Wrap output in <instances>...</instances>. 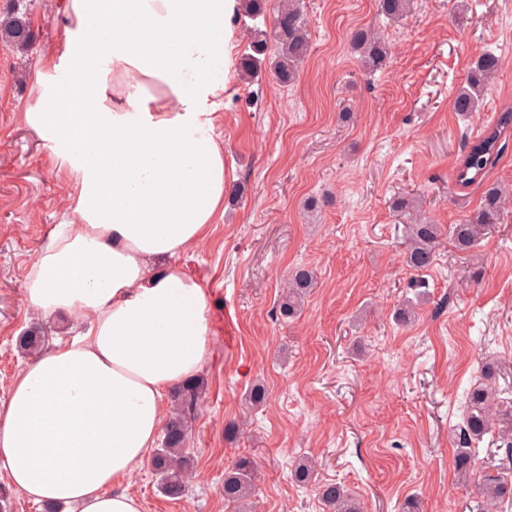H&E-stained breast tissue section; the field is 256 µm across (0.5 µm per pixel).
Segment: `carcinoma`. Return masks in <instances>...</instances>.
<instances>
[{
  "instance_id": "carcinoma-1",
  "label": "carcinoma",
  "mask_w": 512,
  "mask_h": 512,
  "mask_svg": "<svg viewBox=\"0 0 512 512\" xmlns=\"http://www.w3.org/2000/svg\"><path fill=\"white\" fill-rule=\"evenodd\" d=\"M409 8L410 0H378V10L390 20L401 18ZM32 40L33 32L26 16L12 12L0 21L1 48L24 50ZM351 40L363 67L375 71L383 66L387 58V46L380 33L359 29L351 34ZM270 48L276 56V77L283 83L294 80L299 64L308 53V34L303 27L300 0H282L274 12L271 31L253 29L248 51L240 58V69L251 76L256 74L260 69L259 56L266 54ZM498 68L499 58L490 51L483 53L454 98L455 111H477L484 89ZM511 135L512 106L498 112L492 122L485 126L482 134L472 140L456 170V183L466 188L482 182L500 155L504 142ZM501 200L502 191L499 186H486L481 207L463 223L449 227L448 234L459 249L471 250L478 246L491 221L498 215ZM442 236L440 225L430 224L422 218L418 219V223L408 225V247L405 252L407 266L414 271L428 269L435 260V247ZM313 283L310 269L304 266L295 268L281 294L279 312L283 318L290 319L296 315ZM43 343L44 337L36 327L19 337V348L24 351H35ZM199 388L200 380L195 379L176 389L175 396L180 402V409L167 423L161 446L155 449L151 459L160 491L171 498L182 495L185 480L194 468L193 461L184 453V444L188 437L189 419L197 408ZM465 402L459 448L454 455L456 474L462 478L469 476L479 446L486 439L508 448L509 461L512 462V401L507 404L500 401L493 387L476 382L467 390ZM315 471L316 462L308 456H302L294 463L293 477L300 483L308 484L314 480ZM256 478L255 463L248 458L239 459L224 476V499L236 502L248 498ZM317 492L330 512H362L361 503L336 483L320 484ZM478 493L488 505L509 500L512 498V481L502 475L485 474L479 478ZM484 505H478V512H484Z\"/></svg>"
}]
</instances>
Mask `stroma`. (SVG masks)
Returning <instances> with one entry per match:
<instances>
[{"instance_id": "stroma-1", "label": "stroma", "mask_w": 512, "mask_h": 512, "mask_svg": "<svg viewBox=\"0 0 512 512\" xmlns=\"http://www.w3.org/2000/svg\"><path fill=\"white\" fill-rule=\"evenodd\" d=\"M27 14L34 41L0 48V398L29 363L17 340L40 325L46 344L81 324L46 319L26 304L31 264L69 205L48 146L25 121L43 56L62 47L61 0H0ZM309 51L293 83L270 64L231 76L217 133L224 141V217L176 261L206 291L213 331L186 450L196 474L182 496L157 488L150 463L125 480L142 512H327L315 485L291 476L302 455L317 482L344 485L367 512H471L473 481L453 452L465 390L486 360L512 399V143L489 182L506 200L479 246L442 238L436 260L403 262L400 197L422 199L428 219L462 223L483 189L455 184L466 141L512 105V0H414L390 21L377 0H303ZM384 34L390 56L366 72L351 32ZM486 51L502 65L478 111L453 100ZM299 266L317 285L292 319L281 286ZM418 304L408 324L394 313ZM263 385L264 404L248 394ZM256 462L251 499H224V475Z\"/></svg>"}]
</instances>
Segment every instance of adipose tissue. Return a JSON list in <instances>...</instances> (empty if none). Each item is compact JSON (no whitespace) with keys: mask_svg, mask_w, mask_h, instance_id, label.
<instances>
[{"mask_svg":"<svg viewBox=\"0 0 512 512\" xmlns=\"http://www.w3.org/2000/svg\"><path fill=\"white\" fill-rule=\"evenodd\" d=\"M61 55L25 120L73 182L25 284L30 308L87 328L28 363L0 401V465L36 503L141 512L120 483L148 458L170 387L197 378L213 332L174 256L224 209L215 136L241 0H64Z\"/></svg>","mask_w":512,"mask_h":512,"instance_id":"obj_1","label":"adipose tissue"}]
</instances>
